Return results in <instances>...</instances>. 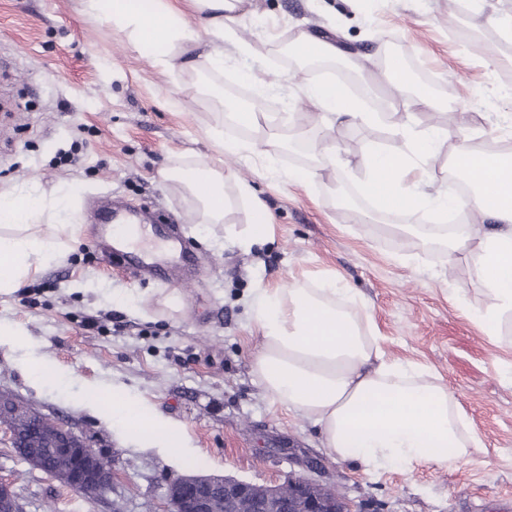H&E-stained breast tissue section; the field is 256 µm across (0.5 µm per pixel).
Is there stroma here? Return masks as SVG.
I'll list each match as a JSON object with an SVG mask.
<instances>
[{
    "label": "stroma",
    "instance_id": "stroma-1",
    "mask_svg": "<svg viewBox=\"0 0 512 512\" xmlns=\"http://www.w3.org/2000/svg\"><path fill=\"white\" fill-rule=\"evenodd\" d=\"M239 33L255 48L225 46L223 80L265 70L272 85L256 101L307 112L304 79L344 81L368 102L383 92L348 66L378 71L379 46L407 69L428 72L433 104L416 126L456 129L467 121L475 147L512 146V37L491 48L512 0H256ZM333 39L343 56L329 69L283 66L281 45L297 32ZM186 67L161 73L125 36L83 13L81 0H0V192L77 187V236L45 215L36 234L71 242L59 263L23 287L0 292V322L20 326L33 353L64 384H33L20 351L0 343V390L74 427L112 462V485L91 499L34 469L0 427V480L24 512H165L167 484L185 474H229L259 485L297 476L334 485L352 512H512V346L493 343L474 319L487 305L466 254L399 261L406 245L383 223H359L337 187L356 191L357 161L372 145L400 149L386 123L336 127L341 166L299 185L266 177L261 163L225 158L236 180L223 223L206 224L194 199L163 180L168 167L208 161L220 86ZM184 102L179 112L167 97ZM245 181L274 216L269 239L245 251L229 237L249 222L236 183ZM163 210L203 251L191 288L137 281L96 251L90 208L103 198ZM339 275L370 310L388 357L430 368L472 422L483 449L448 469L362 474L323 447L318 429L259 383L260 345L248 315L259 286L288 288ZM96 327H87L88 318ZM178 432V449L128 433L106 414L113 392Z\"/></svg>",
    "mask_w": 512,
    "mask_h": 512
}]
</instances>
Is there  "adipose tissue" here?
Listing matches in <instances>:
<instances>
[{
    "label": "adipose tissue",
    "instance_id": "adipose-tissue-1",
    "mask_svg": "<svg viewBox=\"0 0 512 512\" xmlns=\"http://www.w3.org/2000/svg\"><path fill=\"white\" fill-rule=\"evenodd\" d=\"M194 20H187L173 0H83L85 13L112 22L131 47L149 56L162 72L180 67L184 55L205 45L204 66L224 69V46L240 52L250 45L237 36L245 0H191ZM302 92L326 129L317 145L318 169L294 170L288 179L303 184L317 170H335L339 148L330 130L336 124L371 125L380 113L365 111L344 85L335 81L304 84ZM410 112L390 115L393 129L405 132L400 150L367 148L361 156L366 172L362 186L378 213L394 217L390 231L414 234L422 256L434 247L449 255H472L476 280L488 305L479 320L490 338L505 343L501 321L512 317V155L484 153L470 143L464 130L432 127L417 133L407 128ZM233 123L248 129L249 139H228L222 127L211 131L217 157L244 160L258 157L270 175H278L285 140L277 126L261 123L255 110L240 107L230 114ZM451 149L452 167L473 170L468 197L434 189V163ZM193 197L206 223L219 224L229 201L224 193V172L216 165L174 167L164 174ZM73 187L44 193L36 188L18 190L0 198V291L22 288L43 265L62 254L57 241L10 234L13 226H31L46 211L65 210ZM431 208L440 220L449 211L463 210L471 223L440 234L430 225L415 229L397 224L409 210ZM496 222L486 231L481 221ZM251 321L260 334L253 371L265 389L316 425L327 452L353 463L363 474L389 471L414 473L425 467L448 469L481 448L467 415L428 369L408 361L386 358L378 345L369 316L361 315L349 289L333 278L293 288H259L250 307ZM109 415L124 419L129 431L169 441L174 428L159 416L135 413L120 392H113Z\"/></svg>",
    "mask_w": 512,
    "mask_h": 512
}]
</instances>
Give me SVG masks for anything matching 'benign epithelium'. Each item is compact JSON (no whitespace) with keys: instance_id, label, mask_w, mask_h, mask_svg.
I'll return each mask as SVG.
<instances>
[{"instance_id":"obj_1","label":"benign epithelium","mask_w":512,"mask_h":512,"mask_svg":"<svg viewBox=\"0 0 512 512\" xmlns=\"http://www.w3.org/2000/svg\"><path fill=\"white\" fill-rule=\"evenodd\" d=\"M31 415L21 402L0 393V423L10 427L13 447L23 460L88 497L110 488L112 465L71 428L54 422L50 432L32 443L20 437L17 427ZM325 489L309 477L260 486L227 475H184L167 487V512H350L345 499ZM0 512H22L16 494L3 482Z\"/></svg>"}]
</instances>
